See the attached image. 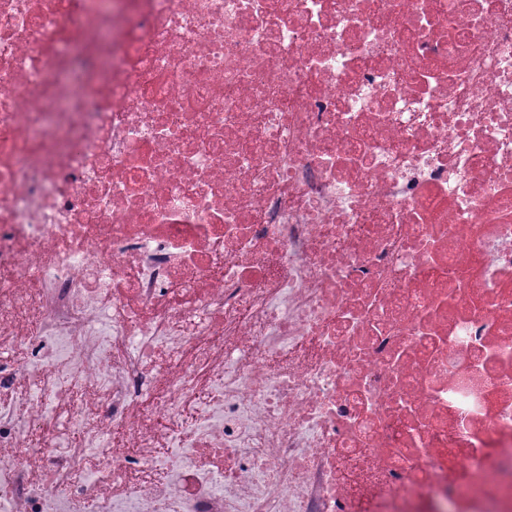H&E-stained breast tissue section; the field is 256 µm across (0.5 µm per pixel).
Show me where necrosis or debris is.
Wrapping results in <instances>:
<instances>
[{
  "label": "necrosis or debris",
  "instance_id": "obj_1",
  "mask_svg": "<svg viewBox=\"0 0 512 512\" xmlns=\"http://www.w3.org/2000/svg\"><path fill=\"white\" fill-rule=\"evenodd\" d=\"M0 512H512V0H0Z\"/></svg>",
  "mask_w": 512,
  "mask_h": 512
}]
</instances>
